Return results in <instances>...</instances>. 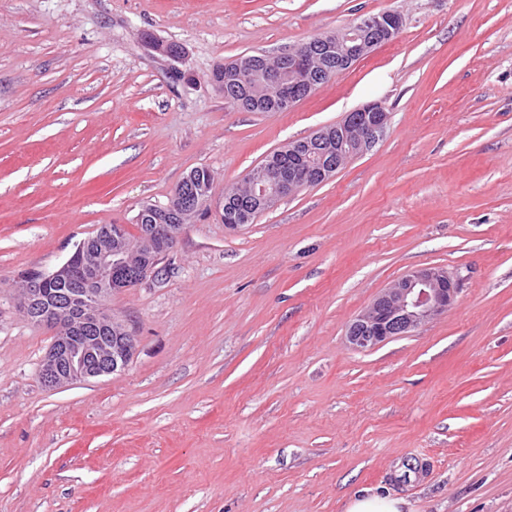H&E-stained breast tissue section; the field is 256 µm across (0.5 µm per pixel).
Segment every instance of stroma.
I'll use <instances>...</instances> for the list:
<instances>
[{"instance_id":"35a3bbf8","label":"stroma","mask_w":512,"mask_h":512,"mask_svg":"<svg viewBox=\"0 0 512 512\" xmlns=\"http://www.w3.org/2000/svg\"><path fill=\"white\" fill-rule=\"evenodd\" d=\"M382 11L399 37L287 111L210 82ZM373 101L372 148L239 231L200 212L113 298L123 372L43 385L54 332L20 313L25 276L191 170L223 196ZM429 266L455 303L352 349V320ZM360 492L512 512V0H0V512H345Z\"/></svg>"}]
</instances>
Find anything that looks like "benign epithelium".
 <instances>
[{"mask_svg": "<svg viewBox=\"0 0 512 512\" xmlns=\"http://www.w3.org/2000/svg\"><path fill=\"white\" fill-rule=\"evenodd\" d=\"M403 26L402 16L384 11L357 19L349 26L321 37L327 52L336 56V68L348 70L378 46L396 39ZM306 47L286 50L278 57L288 66L275 68L267 55L237 60L229 65L236 76L267 90V95L287 104L302 85L315 90L308 80ZM370 116L366 123L347 117L336 125L337 134L321 128L283 152L298 157L288 168L263 162L253 168L246 180L253 206L237 212L232 231L253 223V216L271 209L282 198L303 188L332 178L338 166L326 161L330 154L344 160L372 148L386 132L389 112L380 102L358 109ZM215 207L224 212V199H215L213 181L203 180L165 210L176 217V225L149 224L141 232L135 248L123 235V226L109 225L84 239L77 251L88 256L80 285L70 280L71 261L51 274L27 278L19 298L23 316L36 324L54 328L52 344L41 361L39 374L49 388L86 382L124 370L134 349L135 336L126 324L112 314V296L132 288L159 270V264L172 249L173 227L180 229L201 211ZM54 297H46L48 285ZM460 292L459 279L437 267L413 270L385 288L350 324L347 340L357 350L372 349L386 341L406 336L451 306Z\"/></svg>", "mask_w": 512, "mask_h": 512, "instance_id": "1", "label": "benign epithelium"}]
</instances>
